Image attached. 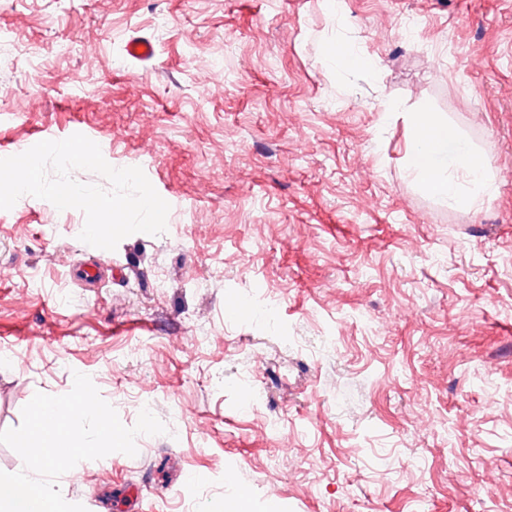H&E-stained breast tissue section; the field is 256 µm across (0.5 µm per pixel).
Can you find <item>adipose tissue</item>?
Masks as SVG:
<instances>
[{"label": "adipose tissue", "mask_w": 512, "mask_h": 512, "mask_svg": "<svg viewBox=\"0 0 512 512\" xmlns=\"http://www.w3.org/2000/svg\"><path fill=\"white\" fill-rule=\"evenodd\" d=\"M410 123L413 138L406 151L407 167L441 201L476 210L494 195L487 158L455 127L424 112L411 113Z\"/></svg>", "instance_id": "ef3b65f1"}]
</instances>
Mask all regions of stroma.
Masks as SVG:
<instances>
[{"instance_id":"obj_1","label":"stroma","mask_w":512,"mask_h":512,"mask_svg":"<svg viewBox=\"0 0 512 512\" xmlns=\"http://www.w3.org/2000/svg\"><path fill=\"white\" fill-rule=\"evenodd\" d=\"M339 2L0 0V158L91 134L175 199L103 258L0 210V430L77 372L167 427L58 479L87 512H512V0ZM413 112L488 155L483 207L408 172ZM328 56L333 64L344 68L364 70L371 66L370 60L357 54L350 45L338 38L329 42Z\"/></svg>"}]
</instances>
